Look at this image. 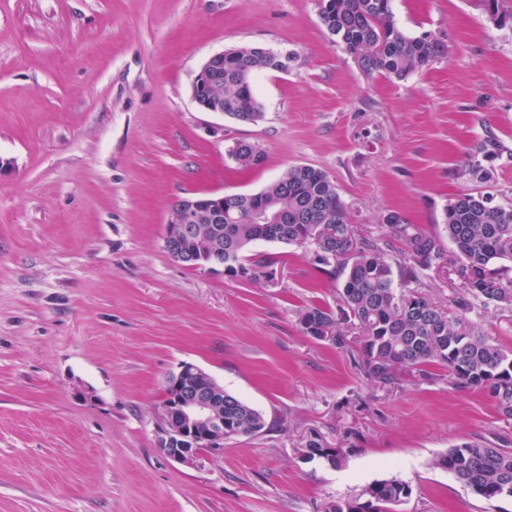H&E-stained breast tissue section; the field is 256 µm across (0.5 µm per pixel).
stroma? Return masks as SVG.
<instances>
[{
	"label": "stroma",
	"mask_w": 512,
	"mask_h": 512,
	"mask_svg": "<svg viewBox=\"0 0 512 512\" xmlns=\"http://www.w3.org/2000/svg\"><path fill=\"white\" fill-rule=\"evenodd\" d=\"M498 4L495 22L483 0H392L408 35H448L447 58L398 81L362 72L316 0H0V512H324L383 479L412 489L398 512H512L434 464L467 439L512 449L487 393L439 366L384 389L356 347L303 333L301 310L340 305L314 245L261 244L270 284L186 267L163 242L176 199L256 193L299 164L373 238L395 209L442 231L460 193L511 205L512 0ZM245 46L295 56L256 74L253 124L192 99L204 62ZM233 140L263 165L238 169ZM469 317L512 351V311L478 301ZM186 363L264 431L165 458L160 405ZM312 440L346 449L341 466L302 460Z\"/></svg>",
	"instance_id": "1"
}]
</instances>
